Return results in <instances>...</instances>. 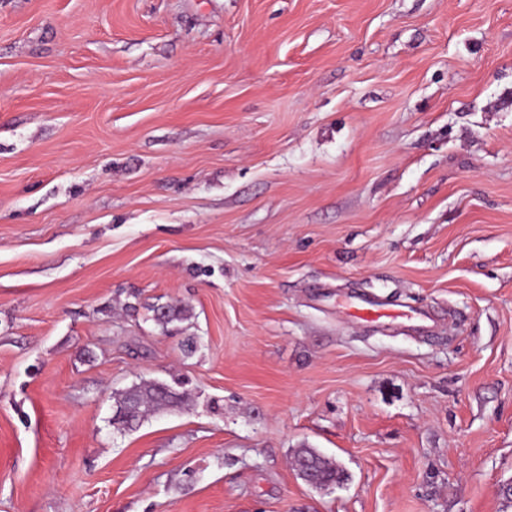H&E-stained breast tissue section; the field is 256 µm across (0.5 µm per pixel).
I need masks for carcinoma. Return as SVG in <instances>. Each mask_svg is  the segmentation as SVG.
I'll return each mask as SVG.
<instances>
[{
  "label": "carcinoma",
  "mask_w": 512,
  "mask_h": 512,
  "mask_svg": "<svg viewBox=\"0 0 512 512\" xmlns=\"http://www.w3.org/2000/svg\"><path fill=\"white\" fill-rule=\"evenodd\" d=\"M188 309L180 304H168L154 311L155 321L165 326L173 321L188 319ZM188 394L162 381H152L118 394L115 398L116 414L112 426L132 429L145 418L149 409H176L185 406ZM295 468L308 470L317 486L336 484L344 479L343 470L314 448H299L294 456Z\"/></svg>",
  "instance_id": "1"
}]
</instances>
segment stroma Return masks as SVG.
Segmentation results:
<instances>
[{"label":"stroma","mask_w":512,"mask_h":512,"mask_svg":"<svg viewBox=\"0 0 512 512\" xmlns=\"http://www.w3.org/2000/svg\"><path fill=\"white\" fill-rule=\"evenodd\" d=\"M174 378L188 405L113 427ZM511 484L512 0H0V512ZM350 314L358 320L365 322H378L383 318H406L408 321L416 317H426L424 311L408 314L403 311H389L384 308L375 298L371 296H361L357 301L349 305ZM188 402V394L162 381H152L118 394L115 398L117 413L112 416V425L118 429L138 426L149 409L182 408ZM294 464L296 471L298 468L308 470L318 487L336 484L344 479L343 470L315 448H298L294 456ZM297 474L301 477L298 471Z\"/></svg>","instance_id":"1"}]
</instances>
